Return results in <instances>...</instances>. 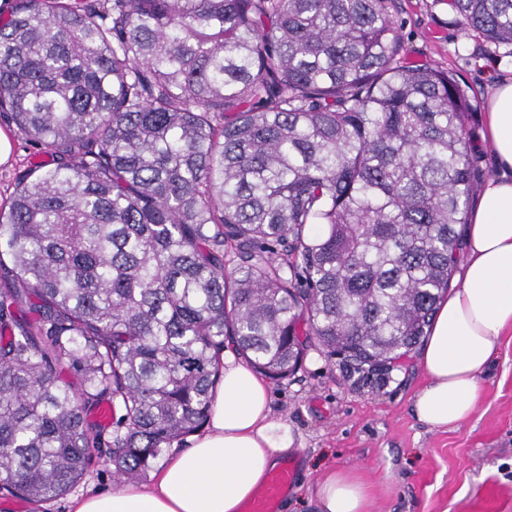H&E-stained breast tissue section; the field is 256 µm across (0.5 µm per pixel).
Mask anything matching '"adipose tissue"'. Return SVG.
Segmentation results:
<instances>
[{"mask_svg": "<svg viewBox=\"0 0 512 512\" xmlns=\"http://www.w3.org/2000/svg\"><path fill=\"white\" fill-rule=\"evenodd\" d=\"M485 137L495 166L470 215L459 282L441 302L421 351L427 382L414 411L436 429L474 414L495 341L512 329V77L501 79L486 102ZM271 402L266 381L226 355L204 432L151 485L91 492L76 498L70 512H240L295 444L288 425L273 418ZM315 496L318 512H368V489L347 470L327 473Z\"/></svg>", "mask_w": 512, "mask_h": 512, "instance_id": "ef3b65f1", "label": "adipose tissue"}]
</instances>
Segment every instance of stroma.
Masks as SVG:
<instances>
[{"instance_id": "1", "label": "stroma", "mask_w": 512, "mask_h": 512, "mask_svg": "<svg viewBox=\"0 0 512 512\" xmlns=\"http://www.w3.org/2000/svg\"><path fill=\"white\" fill-rule=\"evenodd\" d=\"M406 62H430L455 73L478 105L466 129L473 155V187L493 166L484 139V114L496 82L512 76V46L464 29L448 0H388ZM0 128L13 155L0 165V204L18 175L36 163L52 164L49 149L29 144L6 116ZM427 381L419 357L395 368L380 388L347 379L337 360L309 351L290 379L272 384L275 418L296 437L297 471L280 512H316V485L331 470H350L369 488V512H512V331L496 340V357L482 378L483 399L467 421L435 429L414 412ZM111 469L92 463L72 495L29 503L0 493V512H69L72 496L109 491Z\"/></svg>"}]
</instances>
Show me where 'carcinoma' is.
Returning a JSON list of instances; mask_svg holds the SVG:
<instances>
[{"instance_id":"cac0c4a2","label":"carcinoma","mask_w":512,"mask_h":512,"mask_svg":"<svg viewBox=\"0 0 512 512\" xmlns=\"http://www.w3.org/2000/svg\"><path fill=\"white\" fill-rule=\"evenodd\" d=\"M448 5L512 46V0ZM474 111L387 0H11L0 112L56 159L0 206V491L139 479L227 341L276 383L314 348L386 384L458 260Z\"/></svg>"}]
</instances>
